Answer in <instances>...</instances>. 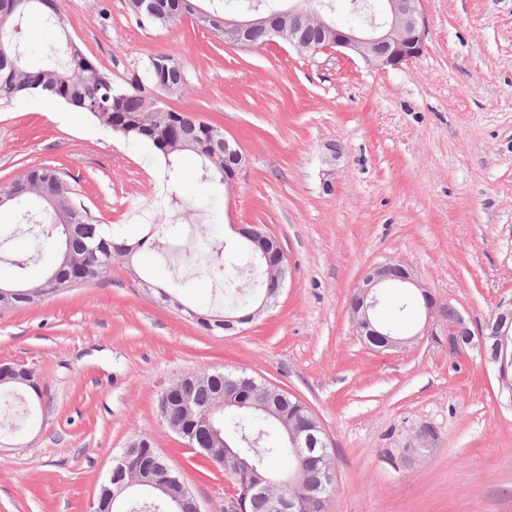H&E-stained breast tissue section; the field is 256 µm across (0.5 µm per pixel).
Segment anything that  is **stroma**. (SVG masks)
I'll return each mask as SVG.
<instances>
[{
    "instance_id": "stroma-1",
    "label": "stroma",
    "mask_w": 512,
    "mask_h": 512,
    "mask_svg": "<svg viewBox=\"0 0 512 512\" xmlns=\"http://www.w3.org/2000/svg\"><path fill=\"white\" fill-rule=\"evenodd\" d=\"M67 34L114 85L172 51L186 87L170 107L219 124L248 159L233 187L200 181L197 156L172 165L149 146L42 97L0 106V182L33 165L65 172L92 218L129 241L156 207L205 224L191 196L221 203L224 238L259 224L285 253L275 305L227 333L188 317L213 282L195 278L182 309L161 300L167 256L141 250L97 281L26 308L0 307V363L32 370L39 424L0 431V512H88L114 460L149 438L202 512H225L231 484L160 419L157 397L181 375L232 367L303 401L332 453L325 512H512V409L476 354L449 356L425 315L408 345L358 335L349 300L371 265L410 267L440 309L485 319L512 300V0H423L421 56L379 70L361 58L299 55L286 43L224 44L191 19L159 29L126 0H56ZM437 431L429 451L392 469L385 448Z\"/></svg>"
}]
</instances>
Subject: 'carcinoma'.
Instances as JSON below:
<instances>
[{"instance_id":"cac0c4a2","label":"carcinoma","mask_w":512,"mask_h":512,"mask_svg":"<svg viewBox=\"0 0 512 512\" xmlns=\"http://www.w3.org/2000/svg\"><path fill=\"white\" fill-rule=\"evenodd\" d=\"M156 12L141 9L139 0H129L128 7L142 23L167 28L187 15L200 11L198 0H154ZM41 0H0V104H9L22 97L44 95L69 108L93 116L100 125L112 128V112L118 110L127 125L120 133L148 144L154 152L162 154L154 138L178 136L187 141L185 151L201 160L204 181L224 182V156L212 154L207 147L212 132L221 130L217 124L176 112H158L151 91L159 80L156 63L166 65L173 76L171 95L179 96L186 87L182 60L169 51L157 52L149 57L144 75L134 79L129 89L113 87L112 78L102 75L91 80L84 70L86 52L70 39L56 38L47 46L20 42L18 26L22 22H37L49 31L60 26L58 14H47L41 9ZM141 112H156L153 119L154 136L144 134L134 125ZM179 154L175 150L164 159ZM52 173L48 168L29 169L12 182L0 187L18 188L12 202L15 204L18 233L26 226L41 228L39 246H48L56 253L54 264L37 281H30L26 270L31 259L24 256L0 258V276L15 286L10 297L13 307L31 304L74 285L90 283L102 276L117 255L126 257V245L114 244V233L103 231L93 223L89 211L78 204L74 193L64 192L71 224H59L56 206L37 193L43 177ZM223 225L217 221L200 225L198 236L187 240L180 249L178 262L190 264L208 254L214 276L224 280L222 313L200 314L181 307L205 329H224V314L247 310L269 291L265 262L258 259L247 242L236 246L224 244ZM192 287L189 277L172 272L169 291L159 290L165 301H176L180 292ZM494 328L485 329L487 363L494 368L505 365L506 372L497 375L498 396L512 406V335L495 336ZM212 380L199 384L193 395L200 411L210 410L222 393L232 399L224 409L213 415V433L199 430L186 432L193 445L209 449L207 458L224 469V475L233 482L240 497L242 512H270L269 500L251 491V485L260 478L284 482L285 494L291 495L294 512H325L326 502L335 487L324 486V475L331 467L329 448L298 455L287 442L285 427L298 426L307 434L313 431L317 418L301 400L280 388L245 373L231 370L210 372ZM275 393L283 396L278 416L271 417L257 408L270 401ZM127 512H175L170 498L153 497L149 501L130 504Z\"/></svg>"}]
</instances>
